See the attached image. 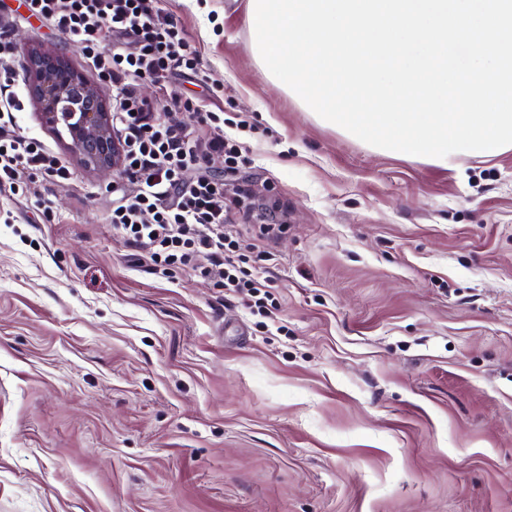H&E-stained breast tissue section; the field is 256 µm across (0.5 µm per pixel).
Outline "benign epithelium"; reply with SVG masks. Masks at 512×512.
I'll use <instances>...</instances> for the list:
<instances>
[{"label":"benign epithelium","instance_id":"benign-epithelium-1","mask_svg":"<svg viewBox=\"0 0 512 512\" xmlns=\"http://www.w3.org/2000/svg\"><path fill=\"white\" fill-rule=\"evenodd\" d=\"M22 66L43 123L56 132L64 129L70 148L88 167L118 169L120 148L111 113L96 85L51 51L27 50Z\"/></svg>","mask_w":512,"mask_h":512}]
</instances>
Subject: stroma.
<instances>
[{"label": "stroma", "mask_w": 512, "mask_h": 512, "mask_svg": "<svg viewBox=\"0 0 512 512\" xmlns=\"http://www.w3.org/2000/svg\"><path fill=\"white\" fill-rule=\"evenodd\" d=\"M159 5L201 62L165 88L223 115L282 222L231 216L275 307L142 262L109 222L123 172L28 101L76 178L0 195V512H512V149L379 152L266 76L248 0ZM0 14L16 54L94 78L23 0Z\"/></svg>", "instance_id": "35a3bbf8"}]
</instances>
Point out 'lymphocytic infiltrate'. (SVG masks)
<instances>
[{"label": "lymphocytic infiltrate", "instance_id": "f902f5d3", "mask_svg": "<svg viewBox=\"0 0 512 512\" xmlns=\"http://www.w3.org/2000/svg\"><path fill=\"white\" fill-rule=\"evenodd\" d=\"M30 16L56 25L90 60L99 81L115 95L112 128L121 145L120 165L137 186L121 194L110 215L113 229L146 251L163 272L199 269L201 274L242 295L249 307L269 301V281L251 263L248 250L226 222L222 181L204 175L211 158L235 172L249 161L243 143L224 133L218 113L203 110L180 92L163 104L143 98L142 81H161L196 71V52L176 19L158 0H24ZM14 53L0 39V189L18 193L23 175L56 182L70 177L67 166L42 143L13 130L24 105L12 72ZM186 112L210 125L207 139L193 129L162 119V112Z\"/></svg>", "mask_w": 512, "mask_h": 512}]
</instances>
